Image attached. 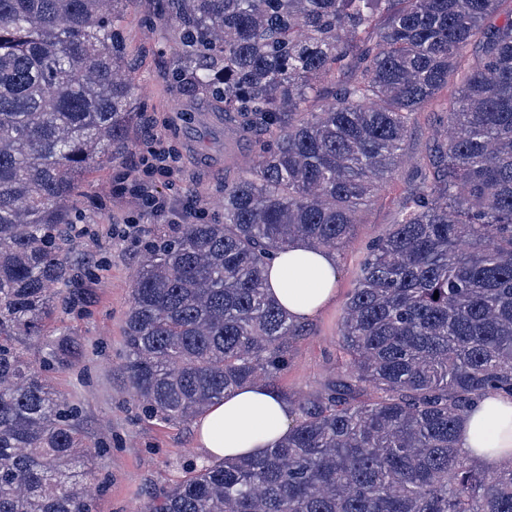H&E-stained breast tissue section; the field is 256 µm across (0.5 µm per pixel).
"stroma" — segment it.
<instances>
[{"instance_id": "obj_1", "label": "stroma", "mask_w": 512, "mask_h": 512, "mask_svg": "<svg viewBox=\"0 0 512 512\" xmlns=\"http://www.w3.org/2000/svg\"><path fill=\"white\" fill-rule=\"evenodd\" d=\"M155 0L130 6L123 28L137 59V105L148 126L132 125L128 152L95 168L82 184L80 206L85 235L77 257L86 276L68 309L47 326L50 339L76 350L64 364L47 366L54 390L75 407L77 422L91 452L100 453L92 484L93 512H141L152 492L175 485L190 468L207 464L193 423H165L146 418L127 379L122 327L141 261V240L114 235L113 224L136 217L143 230L170 223L185 204L222 220L224 182L250 175L256 158L252 140L240 137L233 120L206 101L188 96L170 78L183 63L175 22H151ZM436 107L418 113L406 142L408 164L359 214L348 247L336 253L339 279L334 304L303 321L287 369L278 380L286 396L304 397L341 380L345 359L338 344L339 320L368 247L389 230L416 162L433 147L431 130L442 125ZM177 155L175 182L157 180L152 189L166 197L162 214L139 212L128 198L111 194L114 180L135 175L150 141Z\"/></svg>"}]
</instances>
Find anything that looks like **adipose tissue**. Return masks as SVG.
Returning a JSON list of instances; mask_svg holds the SVG:
<instances>
[{"instance_id":"adipose-tissue-1","label":"adipose tissue","mask_w":512,"mask_h":512,"mask_svg":"<svg viewBox=\"0 0 512 512\" xmlns=\"http://www.w3.org/2000/svg\"><path fill=\"white\" fill-rule=\"evenodd\" d=\"M338 269L332 252L295 241L268 264V291L296 321L302 322L336 299ZM287 400L251 383L225 393L195 421L196 440L212 460L256 455L288 434ZM461 448L488 467L512 460V399L489 395L460 421Z\"/></svg>"}]
</instances>
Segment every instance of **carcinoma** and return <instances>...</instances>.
<instances>
[{
    "instance_id": "obj_1",
    "label": "carcinoma",
    "mask_w": 512,
    "mask_h": 512,
    "mask_svg": "<svg viewBox=\"0 0 512 512\" xmlns=\"http://www.w3.org/2000/svg\"><path fill=\"white\" fill-rule=\"evenodd\" d=\"M137 2L0 0V512H91L75 415L21 348L55 356L79 184L144 119L121 26ZM157 2L186 59L172 80L234 113L257 160L224 182V221L156 224L143 244L122 368L151 417L275 388L299 328L266 292L268 262L295 239L345 247L415 115L435 103L447 122L360 263L338 326L349 374L298 402L286 439L144 512H512V462L458 445L475 403L512 399V15L484 26L502 0Z\"/></svg>"
}]
</instances>
